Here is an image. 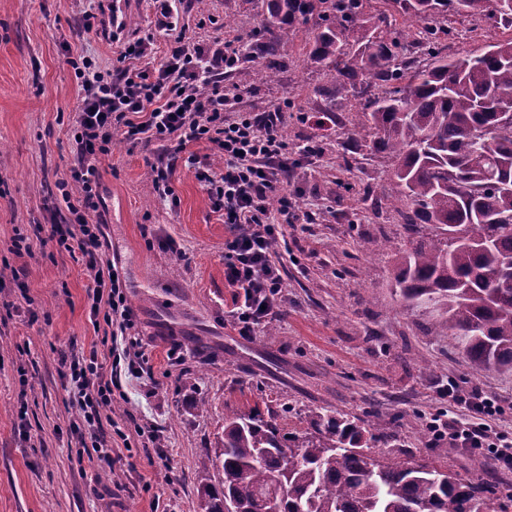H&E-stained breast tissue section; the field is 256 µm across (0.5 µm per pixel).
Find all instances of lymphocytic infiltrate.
<instances>
[{
    "mask_svg": "<svg viewBox=\"0 0 512 512\" xmlns=\"http://www.w3.org/2000/svg\"><path fill=\"white\" fill-rule=\"evenodd\" d=\"M173 14L171 0H162L157 25L171 38L163 58H156L151 40L140 38L124 43L112 68L90 55L69 60L81 87L71 117L74 189L62 194L68 218L48 225L45 233L66 251L80 253L92 279L87 290L90 319L106 325L101 342L113 358L111 365H104L94 348L59 360V375L81 410L74 431L97 433L87 455L100 464L112 457L111 445L99 434L102 415L112 406L113 392L121 391L123 375H140L144 361L136 314L116 266L106 256L105 219L99 209L98 163L110 153L115 133L135 144H159L174 154L199 141L212 145L224 159L223 169L202 165L195 177L230 228L224 242V279L234 290L231 322L239 335H252L283 302V257L276 245L295 218L288 196L291 164L281 135L284 114L277 109L234 111L235 98L224 85L225 74L240 60L234 42L211 49L187 41ZM83 25L86 32L114 41L126 27L117 0H89ZM436 395L442 406L432 420L433 441L470 453L488 452L498 468L512 471V433L495 423L497 398L476 390L463 393L453 381Z\"/></svg>",
    "mask_w": 512,
    "mask_h": 512,
    "instance_id": "f902f5d3",
    "label": "lymphocytic infiltrate"
}]
</instances>
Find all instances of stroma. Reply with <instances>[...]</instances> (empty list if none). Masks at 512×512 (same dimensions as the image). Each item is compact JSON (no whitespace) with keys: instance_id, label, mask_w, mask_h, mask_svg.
<instances>
[{"instance_id":"obj_1","label":"stroma","mask_w":512,"mask_h":512,"mask_svg":"<svg viewBox=\"0 0 512 512\" xmlns=\"http://www.w3.org/2000/svg\"><path fill=\"white\" fill-rule=\"evenodd\" d=\"M87 0H0V512H201L202 463L224 429L227 410L292 408L281 426H306L310 410L332 407L362 416L377 413L404 446L410 462L477 478L492 496L512 493V471L488 466L475 473L472 456L439 450L425 426L439 407L438 385L448 377L464 390L501 397L512 422V374L486 371L464 359L448 337L428 335L423 319L404 309L394 288L395 256L406 245L387 205L357 201L356 189H380L389 178L385 159L363 150L345 163L352 108L318 126L331 72L313 64L305 44L310 26L298 24L277 81L264 78L267 42L259 25L262 0H186L180 23L189 41L249 43L247 78L226 74L237 87L239 112L281 108L282 134L296 167L288 192L297 218L285 231V305L263 330L242 336L231 323L234 291L224 281L229 231L211 206L194 170L177 161L170 186L175 203L154 194L146 149L114 136L101 160L107 255L126 281L128 301L148 348L146 376L129 378L104 422L112 438L111 464L82 460L70 428L79 418L58 374L61 353L100 346L86 292L92 284L82 261L40 228L61 220L58 183L73 161L69 116L79 87L69 56L90 53L103 66L118 47L84 33ZM127 37H152L157 54L169 45L156 27L151 0H125ZM233 28H225V17ZM442 52L452 56L501 38L482 15L448 18ZM335 214L323 221L322 211ZM387 235L391 247L369 251ZM25 238L31 252L17 250ZM176 249H168L165 238ZM182 359L169 360L170 348ZM158 429L146 444L136 425Z\"/></svg>"}]
</instances>
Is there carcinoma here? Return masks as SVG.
I'll return each mask as SVG.
<instances>
[{"label":"carcinoma","mask_w":512,"mask_h":512,"mask_svg":"<svg viewBox=\"0 0 512 512\" xmlns=\"http://www.w3.org/2000/svg\"><path fill=\"white\" fill-rule=\"evenodd\" d=\"M386 9L357 21L360 0H266V23L279 30L265 56L276 76L278 49L295 23H312L309 58L343 78L339 99L356 96L363 77L386 87L367 98L350 144L393 163L383 187L409 247L395 276L404 307L427 314L465 359L512 370V35L480 53L441 56L448 14L481 13L512 29V0H383ZM395 10L424 23L417 32L389 21ZM433 59L414 67L411 49ZM307 431L281 434L278 416L254 407L224 415V436L203 469L221 472L199 486L204 512H512V495L491 500L481 484L435 466L375 459L369 443L394 441L374 419L312 410ZM292 452L285 459L283 448Z\"/></svg>","instance_id":"obj_1"}]
</instances>
